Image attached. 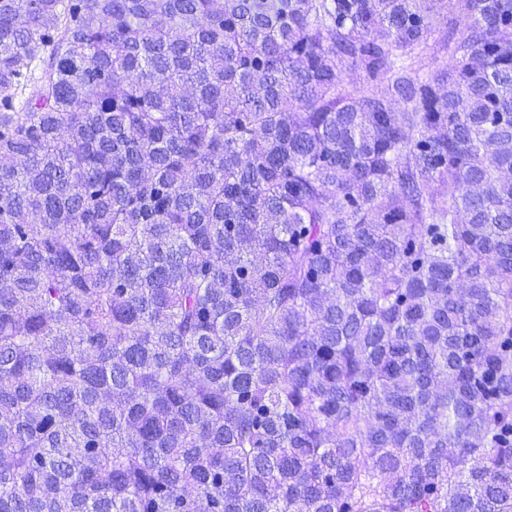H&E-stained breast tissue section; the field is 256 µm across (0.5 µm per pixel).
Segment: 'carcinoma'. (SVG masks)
<instances>
[{
  "label": "carcinoma",
  "mask_w": 512,
  "mask_h": 512,
  "mask_svg": "<svg viewBox=\"0 0 512 512\" xmlns=\"http://www.w3.org/2000/svg\"><path fill=\"white\" fill-rule=\"evenodd\" d=\"M437 2L0 0V512H512V0Z\"/></svg>",
  "instance_id": "1"
}]
</instances>
